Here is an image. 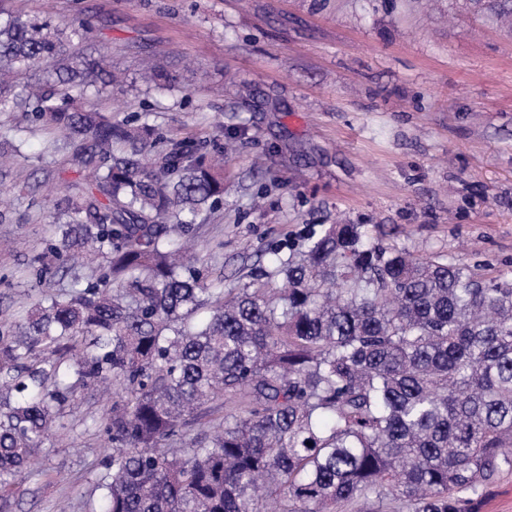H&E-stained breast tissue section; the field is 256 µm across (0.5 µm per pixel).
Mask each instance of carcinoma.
<instances>
[{
    "label": "carcinoma",
    "mask_w": 512,
    "mask_h": 512,
    "mask_svg": "<svg viewBox=\"0 0 512 512\" xmlns=\"http://www.w3.org/2000/svg\"><path fill=\"white\" fill-rule=\"evenodd\" d=\"M473 13L507 20L512 0ZM91 34L0 6V112L62 136L78 173L42 207L57 237L36 277L97 269L0 333V498L77 389L110 382L99 512H476L512 472V271L325 224L225 287L183 246L223 203V173L193 141L161 145L145 113L84 105L116 82L105 56L68 52ZM221 400L215 434L160 449Z\"/></svg>",
    "instance_id": "carcinoma-1"
}]
</instances>
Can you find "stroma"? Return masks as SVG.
<instances>
[{
	"label": "stroma",
	"instance_id": "1",
	"mask_svg": "<svg viewBox=\"0 0 512 512\" xmlns=\"http://www.w3.org/2000/svg\"><path fill=\"white\" fill-rule=\"evenodd\" d=\"M14 11L93 26L123 86L95 104L145 112L165 140L224 151V203L195 231L226 285L317 224H366L383 242L512 270V28L448 0H11ZM160 68L173 86L144 84ZM21 157L0 183L21 192L0 222V318L67 287L32 266L52 233L40 205L64 177L49 137L0 112ZM109 403L67 404L0 512H96Z\"/></svg>",
	"mask_w": 512,
	"mask_h": 512
}]
</instances>
